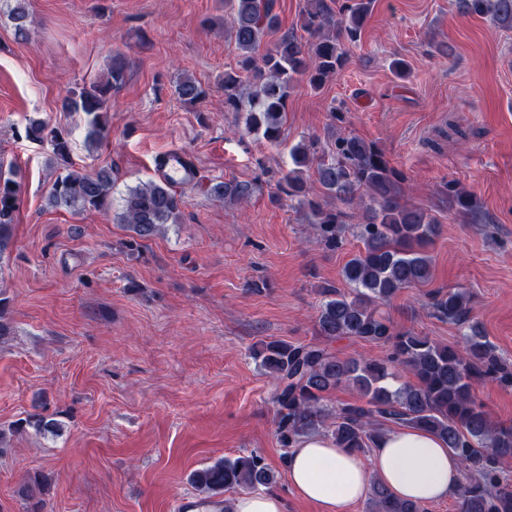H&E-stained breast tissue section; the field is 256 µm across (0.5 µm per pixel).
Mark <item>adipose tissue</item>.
Returning a JSON list of instances; mask_svg holds the SVG:
<instances>
[{"mask_svg":"<svg viewBox=\"0 0 512 512\" xmlns=\"http://www.w3.org/2000/svg\"><path fill=\"white\" fill-rule=\"evenodd\" d=\"M288 481L320 512H348L375 482L399 500L428 505L448 499L461 485L462 469L438 436L399 427L386 431L367 456L322 436L303 439L291 452Z\"/></svg>","mask_w":512,"mask_h":512,"instance_id":"adipose-tissue-1","label":"adipose tissue"}]
</instances>
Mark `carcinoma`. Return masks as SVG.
<instances>
[{"label":"carcinoma","instance_id":"cac0c4a2","mask_svg":"<svg viewBox=\"0 0 512 512\" xmlns=\"http://www.w3.org/2000/svg\"><path fill=\"white\" fill-rule=\"evenodd\" d=\"M229 4L224 24L230 26L239 61L238 68L224 72V107L243 115L247 133L278 144L290 88L305 79L319 89L344 67V41L359 40L372 0H342L336 11L327 0H306L300 25L306 36L284 32L262 55L258 51L263 39L279 29L274 0H229ZM456 7L465 16L486 17L497 27L512 30V0H456ZM10 17L15 34L27 36L26 0H15ZM126 66L124 56H112L106 80L69 91L61 100L62 111L84 114L90 147L98 144L112 122L108 103L112 89L124 80ZM174 92L190 106L208 95L188 75L177 80ZM25 138L47 140L52 146L49 163L59 174L46 196L47 205L74 213L112 208V169L88 172L76 166L65 130L36 121L25 128ZM328 139L334 143V156L327 161L317 159L311 141L292 146V168L278 181V189L308 210L326 248H340L348 233L362 243L342 268L345 289L321 288L320 335L383 346L388 353L383 358H342L319 344L285 341L266 342L253 350L254 360L276 381L271 404L276 439L284 448L281 468L288 469L291 448L322 430L337 447L360 453L374 447L387 424L403 425L437 435L460 460L461 512H512V479L500 468L503 459L512 457V428L497 426L473 395L474 384L483 380L512 388V364L483 336L471 317L468 295L460 289L439 288L430 299L435 314L459 328L461 346L393 326L382 307L401 290L431 280L429 246L439 233V223L428 209L401 202L404 174L374 143L339 134L334 123ZM311 179L332 205L309 197ZM22 192L16 171L0 172V259L11 244ZM208 193L221 202L241 203L250 198L252 186L218 182ZM182 206L183 193L162 181L127 188L117 219L132 235L122 245L137 250L140 242L177 223ZM448 209L472 220L479 214L471 195L451 183ZM397 365L412 373L417 383H398ZM342 385L357 391L361 401L327 408L326 394ZM26 427L44 436H57L62 430L60 422L40 414L15 424L17 430ZM279 476L262 456L250 453L218 459L192 472L189 481L200 493L214 496L235 488L268 489ZM25 493L31 512H41L42 481L28 480ZM369 509L427 512L421 504L395 499L380 483L371 486Z\"/></svg>","mask_w":512,"mask_h":512}]
</instances>
